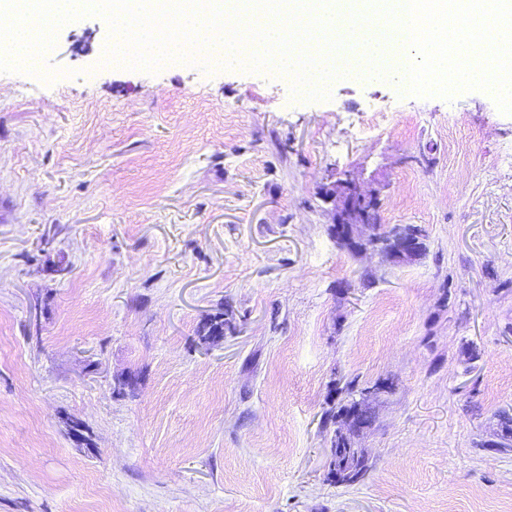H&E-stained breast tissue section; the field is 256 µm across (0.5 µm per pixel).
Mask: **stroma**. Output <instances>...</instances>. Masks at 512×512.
Returning a JSON list of instances; mask_svg holds the SVG:
<instances>
[{
    "instance_id": "35a3bbf8",
    "label": "stroma",
    "mask_w": 512,
    "mask_h": 512,
    "mask_svg": "<svg viewBox=\"0 0 512 512\" xmlns=\"http://www.w3.org/2000/svg\"><path fill=\"white\" fill-rule=\"evenodd\" d=\"M108 36L80 18L0 73V512H512V114L107 67ZM345 171L421 259L336 242ZM219 312L235 332L201 341ZM351 380L382 391L348 486L320 419Z\"/></svg>"
}]
</instances>
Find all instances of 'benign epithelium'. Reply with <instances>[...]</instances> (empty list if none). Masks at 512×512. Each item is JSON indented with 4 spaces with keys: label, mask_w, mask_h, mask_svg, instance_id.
<instances>
[{
    "label": "benign epithelium",
    "mask_w": 512,
    "mask_h": 512,
    "mask_svg": "<svg viewBox=\"0 0 512 512\" xmlns=\"http://www.w3.org/2000/svg\"><path fill=\"white\" fill-rule=\"evenodd\" d=\"M324 200L332 204V224L338 243L348 247L357 243L360 252H378L401 264L415 258L421 249L423 234L413 224L387 226L384 239L370 234L373 224L379 222L381 192L366 191L351 173L338 178L330 176V183L322 187Z\"/></svg>",
    "instance_id": "obj_1"
}]
</instances>
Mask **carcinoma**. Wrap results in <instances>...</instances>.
Listing matches in <instances>:
<instances>
[{
	"instance_id": "cac0c4a2",
	"label": "carcinoma",
	"mask_w": 512,
	"mask_h": 512,
	"mask_svg": "<svg viewBox=\"0 0 512 512\" xmlns=\"http://www.w3.org/2000/svg\"><path fill=\"white\" fill-rule=\"evenodd\" d=\"M230 327V321L223 314L210 316L203 324L200 333L202 339L208 340L211 336H222L224 330ZM357 383L352 380L346 384L342 391L347 394L345 402L340 406H333L326 410L321 418L322 427L331 429L329 438L330 464L327 480L337 484L355 485L363 482L369 475L371 465L366 449L358 446L355 435L344 437L339 433L340 423L348 417L355 408L353 393L356 392ZM500 441L495 443L497 448L512 447V416L501 415Z\"/></svg>"
}]
</instances>
